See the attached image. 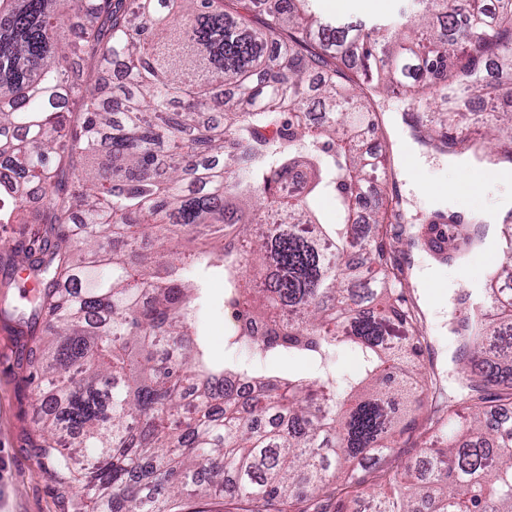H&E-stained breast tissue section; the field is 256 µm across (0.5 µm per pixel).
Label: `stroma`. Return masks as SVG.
<instances>
[{"instance_id":"1","label":"stroma","mask_w":512,"mask_h":512,"mask_svg":"<svg viewBox=\"0 0 512 512\" xmlns=\"http://www.w3.org/2000/svg\"><path fill=\"white\" fill-rule=\"evenodd\" d=\"M318 13L328 19L371 22L407 21L410 0H344L334 7L332 0H316ZM382 133L372 138L376 150L387 153V176L383 182L386 196L399 200L405 215L402 223L388 227L385 243L393 250L409 282L408 302L417 308L420 329L428 342L420 361L434 374L443 389V401L457 399L462 393L460 367L455 356L461 339L454 328L461 317L457 299L468 282L489 262L485 246L473 244L471 228L458 227L457 247L460 261L446 264L433 258L420 237L436 215H451L453 208H467L493 217V236L512 233V214L499 199L512 193V186L494 182L492 173L507 166L502 152L490 148L481 124L470 123L462 144L434 147L418 137L419 129L448 130L447 122L435 112L379 113ZM415 147L418 163L404 165V146ZM224 284L219 278L207 283L208 305L202 315L211 351L227 362H244L245 351L226 349L225 333L229 318L224 312ZM22 340L13 326L0 322V512H73L75 496H61L46 469L32 455L28 439L36 426L32 405L34 386L25 384L19 366ZM426 446L418 436L399 439L394 451L372 461L376 476L394 474L405 464L425 456Z\"/></svg>"}]
</instances>
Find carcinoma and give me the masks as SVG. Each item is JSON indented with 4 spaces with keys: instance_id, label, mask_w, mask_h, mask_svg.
Wrapping results in <instances>:
<instances>
[{
    "instance_id": "cac0c4a2",
    "label": "carcinoma",
    "mask_w": 512,
    "mask_h": 512,
    "mask_svg": "<svg viewBox=\"0 0 512 512\" xmlns=\"http://www.w3.org/2000/svg\"><path fill=\"white\" fill-rule=\"evenodd\" d=\"M0 0V224L31 227L0 259L28 271V312L0 298L24 337L26 381L43 388L30 437L74 512H188L227 495L240 512H512V422H492L484 389L512 408V308L486 283L489 312L461 320L466 394L419 417L438 391L418 370L426 338L398 327L402 269L383 245L386 212L359 149L377 112L464 111L493 91L492 55L512 76V0H415L409 23L368 27L316 15L314 0ZM364 80L350 78V69ZM122 80L112 84L108 72ZM295 172L306 190L285 194ZM43 196L29 211L32 190ZM336 198L327 223L317 207ZM455 225L425 245L456 260ZM377 275L360 311L350 245ZM211 270L235 321L225 344L309 358L316 372L274 379L215 358L199 327ZM358 372L336 389L331 354ZM423 428L441 444L367 486L360 460Z\"/></svg>"
}]
</instances>
